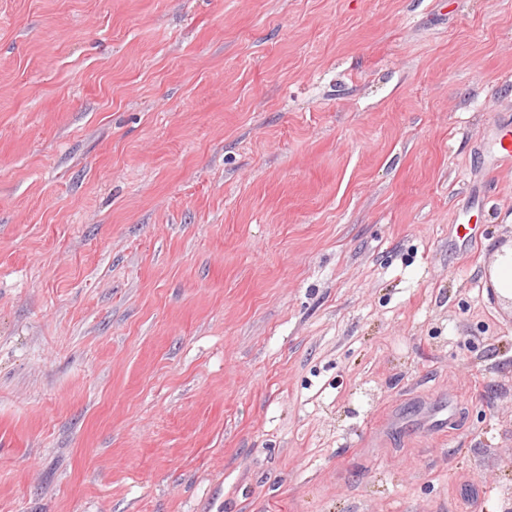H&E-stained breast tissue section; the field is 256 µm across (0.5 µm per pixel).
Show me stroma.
Masks as SVG:
<instances>
[{
    "label": "stroma",
    "instance_id": "obj_1",
    "mask_svg": "<svg viewBox=\"0 0 512 512\" xmlns=\"http://www.w3.org/2000/svg\"><path fill=\"white\" fill-rule=\"evenodd\" d=\"M509 125L512 0H0V512H512ZM492 278L497 292L512 298V247L500 257Z\"/></svg>",
    "mask_w": 512,
    "mask_h": 512
}]
</instances>
